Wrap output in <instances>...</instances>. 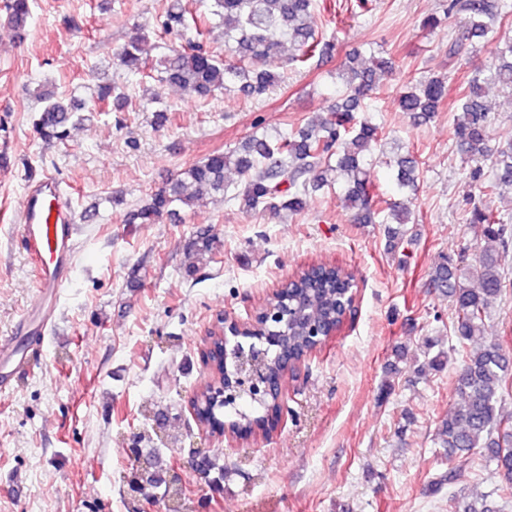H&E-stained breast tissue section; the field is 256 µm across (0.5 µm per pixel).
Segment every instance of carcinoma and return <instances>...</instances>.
<instances>
[{
  "label": "carcinoma",
  "instance_id": "1",
  "mask_svg": "<svg viewBox=\"0 0 512 512\" xmlns=\"http://www.w3.org/2000/svg\"><path fill=\"white\" fill-rule=\"evenodd\" d=\"M205 2L210 23L224 30L225 50L235 62H226L206 46L204 31L197 27L187 0H169L163 20L158 23L160 33L183 37L185 43L167 48L159 60L152 62L144 56V37L133 36L116 54L119 68L128 77H148L187 89L200 101H207L221 91L261 98L279 82L272 64L279 59L284 46L294 49L290 61L301 65L330 51V45L319 38L313 22L314 0ZM511 7L506 0H445L447 16L463 15L458 29L448 39V56L456 57L466 46L496 37L497 23ZM3 10L8 25L17 30L23 29L32 15L30 0H4ZM387 68L386 60L366 66L350 57L337 72L340 99L328 112L306 118L304 125L290 134L275 138L255 135L236 148L214 152L152 192L129 213L126 222L157 224L163 217L174 216L178 210L191 208L203 198L215 195L230 196L246 213H268L279 218L284 212H301L305 205L303 196L309 192L339 185L354 221L373 224L382 213L383 222L388 224L389 242L402 243L403 226L410 222L411 213L399 200H387L384 209H377L375 184L370 176L371 152L380 140V131L366 115L365 99L376 89ZM488 84L512 92L511 40L500 50L499 63L478 71L463 88L460 112L454 123L456 150L473 164L470 178L485 196L501 185H512V142L494 150L489 146L491 119L482 101ZM110 96L119 107L127 99L124 88L114 84L99 86L96 98L89 100L37 86L32 97L41 103L34 120L39 139L47 145L64 143L70 128L84 120L83 113L97 111V102ZM447 96L448 77L432 74L411 84L398 98L397 106L412 124L421 125L432 119ZM486 167L493 173L488 180ZM229 169L240 176L232 188L224 181V172ZM419 178L420 162L413 151L394 159L392 180L398 191H415ZM469 223L482 225L489 245L480 250L472 264L466 263L465 256L460 254L439 255L427 280V288L452 302L455 320L451 332L456 344L425 357L413 372H440L451 355H457L455 384L460 403L435 424L434 445L444 449L447 463L435 485L458 484L472 468L481 465L485 450L486 459L494 463L496 473L504 481L498 492L511 496L512 412H504L503 404L512 389V354L496 341L475 349L468 348V343L484 335L493 304L512 286L506 265L512 241V215L489 206H475L470 209ZM191 247L200 259L210 261L218 252L220 239L208 229L201 230ZM354 288L352 274L339 265H308L281 285V301L295 309V313L280 325L282 345L268 358L274 384L286 378V359H302L315 351L309 327L341 331ZM253 405L261 411L260 415L252 417L234 408L223 410L225 419L201 413L198 418L208 426L221 424L222 434L230 431L244 436L259 427L270 410H281V398L274 392ZM137 453L143 462L126 475L130 489L138 493L147 486L154 487L159 498L169 504V512H180L182 486L163 482L157 476L162 467L161 453L145 454L140 448Z\"/></svg>",
  "mask_w": 512,
  "mask_h": 512
}]
</instances>
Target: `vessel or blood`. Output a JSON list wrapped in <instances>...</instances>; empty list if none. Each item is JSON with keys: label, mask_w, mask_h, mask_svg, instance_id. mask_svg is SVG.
Wrapping results in <instances>:
<instances>
[{"label": "vessel or blood", "mask_w": 512, "mask_h": 512, "mask_svg": "<svg viewBox=\"0 0 512 512\" xmlns=\"http://www.w3.org/2000/svg\"><path fill=\"white\" fill-rule=\"evenodd\" d=\"M20 222L22 236L36 265L39 289L19 327L50 331L56 324L59 290L72 270L71 254L77 244V218L54 175H43L28 186ZM26 363L14 337L0 336L1 396L12 393L14 372Z\"/></svg>", "instance_id": "1"}]
</instances>
